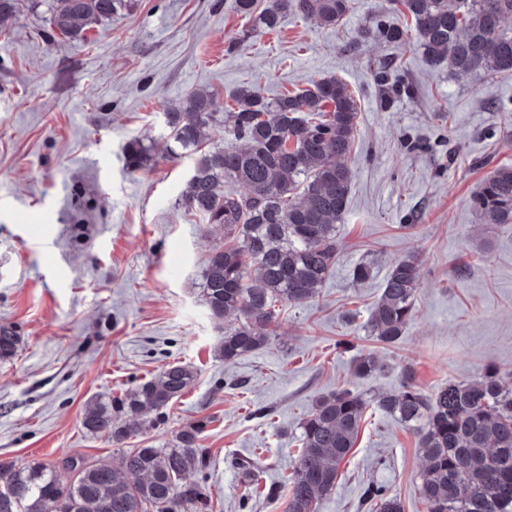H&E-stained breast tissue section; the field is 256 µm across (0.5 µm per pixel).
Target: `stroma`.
<instances>
[{"mask_svg":"<svg viewBox=\"0 0 512 512\" xmlns=\"http://www.w3.org/2000/svg\"><path fill=\"white\" fill-rule=\"evenodd\" d=\"M382 18L408 25L387 0H352L327 28L289 13L247 39L234 0H126L76 38L50 29L47 0L0 21V325L22 340L0 362V460L119 458L83 428L87 402L184 363L195 383L124 445L174 448L204 422L207 466L191 478L213 512H284L263 489L286 479L301 419L339 388L370 405L319 512H358L370 485L403 512H427L416 434L371 402L399 389L408 364L427 391L512 371V224L483 223L470 204L491 171L512 165V75L459 76L430 65L416 40L361 39ZM382 71L411 94L383 102ZM329 76L359 110L336 267L315 298L282 308L267 346L224 363V326L201 292L219 234L181 204L193 161L175 157L164 114L198 91L220 112L244 84L274 98ZM136 140L146 154L132 170ZM410 255L421 261L415 313L388 346L370 332V309ZM361 262L373 273L356 284ZM368 353L379 370L355 377L354 357Z\"/></svg>","mask_w":512,"mask_h":512,"instance_id":"stroma-1","label":"stroma"}]
</instances>
